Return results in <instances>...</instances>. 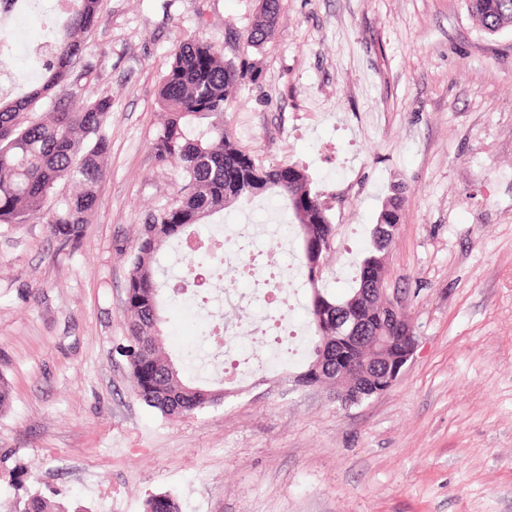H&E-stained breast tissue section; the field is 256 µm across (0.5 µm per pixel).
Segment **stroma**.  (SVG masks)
<instances>
[{
    "mask_svg": "<svg viewBox=\"0 0 512 512\" xmlns=\"http://www.w3.org/2000/svg\"><path fill=\"white\" fill-rule=\"evenodd\" d=\"M271 39L243 38L261 0H99L57 96L112 100V143L97 207L78 244L45 223L0 224V503L57 491L88 512H143L154 493L181 512H512V28L487 34L464 0H280ZM15 32L19 93L38 84ZM207 40L244 71L224 120L266 165L306 168L335 226L322 285L343 295L394 185L404 188L387 256L388 292L417 336L394 386L345 409L332 387L298 385L301 346L227 384L223 402L166 417L134 392L128 262L149 210L180 174L158 165L156 95L176 46ZM238 202L200 236L263 222L280 208ZM240 307L204 314L162 296L174 360L214 325L269 312L242 259L224 261Z\"/></svg>",
    "mask_w": 512,
    "mask_h": 512,
    "instance_id": "obj_1",
    "label": "stroma"
}]
</instances>
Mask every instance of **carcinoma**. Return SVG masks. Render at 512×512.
<instances>
[{
  "label": "carcinoma",
  "mask_w": 512,
  "mask_h": 512,
  "mask_svg": "<svg viewBox=\"0 0 512 512\" xmlns=\"http://www.w3.org/2000/svg\"><path fill=\"white\" fill-rule=\"evenodd\" d=\"M468 11L489 34L512 27V0H466ZM98 0H65L63 33L48 41L46 77L27 94L8 101L0 95V224H48L53 238L65 243L80 241L84 224L97 205L95 188L104 175V159L110 147L112 100L106 96L87 100L79 109L57 99L54 88L70 75L73 59L82 51L81 35L92 27ZM280 3L269 0L262 19L246 30V41L262 45L275 26ZM237 85L224 67V60L201 37L181 42L169 71L163 76L157 104L162 110L161 127L152 143L155 159L175 165L182 178L174 201L146 216L137 243L130 251L126 283L131 294L128 306L130 345L127 361L131 381L144 362L155 365L157 374L149 386L133 385L136 394L165 416L183 415L217 403L212 390L188 382L183 369L162 345L161 286L157 278V254L169 241L191 238V228L203 219L224 211L241 199L276 194L285 202L288 221L284 232L297 236L300 263L310 288L307 313L311 324L329 313L343 316V307L366 291L365 267L384 254L385 238L378 226L371 230V249L361 258L354 286L342 297L319 287L324 255L333 249L335 228L326 214L310 203L319 197L308 173L287 184L279 167L256 164L260 191L243 179L236 186L225 177L244 154L224 127V112ZM48 111L34 115L37 106ZM66 181L78 192L52 202L56 186ZM177 208L181 219L169 221ZM336 347V337L314 333L313 357L299 379L321 374L336 379V360L327 357ZM3 512H85L80 505L68 507L40 495L24 502L3 505Z\"/></svg>",
  "instance_id": "carcinoma-1"
}]
</instances>
